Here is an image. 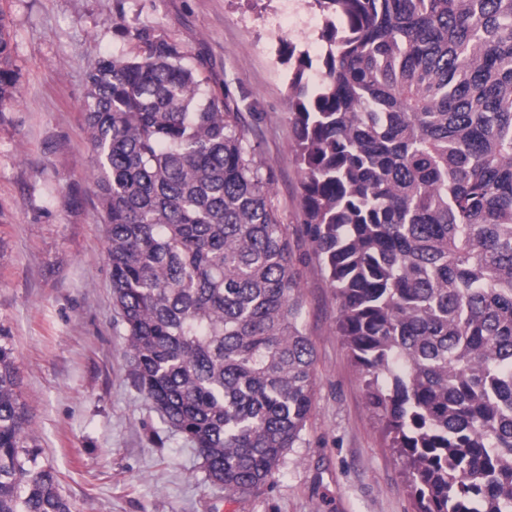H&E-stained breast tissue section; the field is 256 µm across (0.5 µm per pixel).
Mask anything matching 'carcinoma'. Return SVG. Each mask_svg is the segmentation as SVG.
<instances>
[{
    "label": "carcinoma",
    "instance_id": "cac0c4a2",
    "mask_svg": "<svg viewBox=\"0 0 512 512\" xmlns=\"http://www.w3.org/2000/svg\"><path fill=\"white\" fill-rule=\"evenodd\" d=\"M288 124L336 332L415 512H512V0H314ZM85 128L130 376L229 498L263 488L314 404V347L275 171L182 46L120 26ZM19 92L0 12V112ZM0 512H72L0 335Z\"/></svg>",
    "mask_w": 512,
    "mask_h": 512
}]
</instances>
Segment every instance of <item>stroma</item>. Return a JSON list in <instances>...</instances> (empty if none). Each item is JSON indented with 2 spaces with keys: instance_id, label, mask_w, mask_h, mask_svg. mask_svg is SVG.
<instances>
[{
  "instance_id": "obj_1",
  "label": "stroma",
  "mask_w": 512,
  "mask_h": 512,
  "mask_svg": "<svg viewBox=\"0 0 512 512\" xmlns=\"http://www.w3.org/2000/svg\"><path fill=\"white\" fill-rule=\"evenodd\" d=\"M21 93L0 112V334L9 336L42 459L73 512H413L403 465L336 333L338 303L303 236L288 125L295 46L326 71L313 0H0ZM152 26L231 91L276 171L274 201L302 259L304 329L315 350L310 420L270 484L235 498L207 481L194 445L129 377L84 130L87 74Z\"/></svg>"
}]
</instances>
